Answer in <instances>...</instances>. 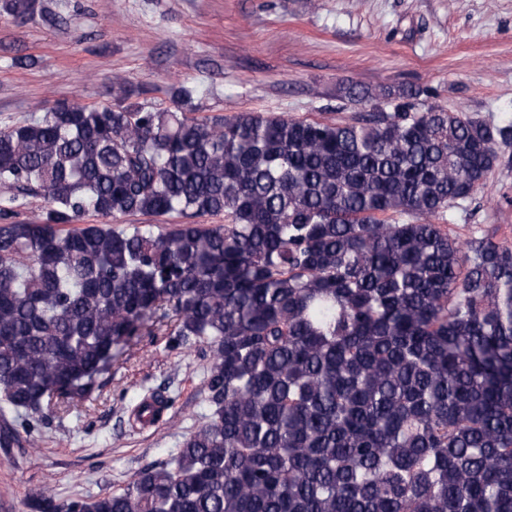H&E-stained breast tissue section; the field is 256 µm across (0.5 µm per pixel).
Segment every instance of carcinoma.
<instances>
[{"mask_svg": "<svg viewBox=\"0 0 512 512\" xmlns=\"http://www.w3.org/2000/svg\"><path fill=\"white\" fill-rule=\"evenodd\" d=\"M31 19L38 0H0ZM63 101L0 131V447L92 399L156 319L204 343L209 420L121 491L30 512H512V246L438 223L512 121L401 93L350 122ZM177 214L162 232L79 224ZM224 216L204 227L201 216ZM172 399L131 412L157 423Z\"/></svg>", "mask_w": 512, "mask_h": 512, "instance_id": "carcinoma-1", "label": "carcinoma"}]
</instances>
